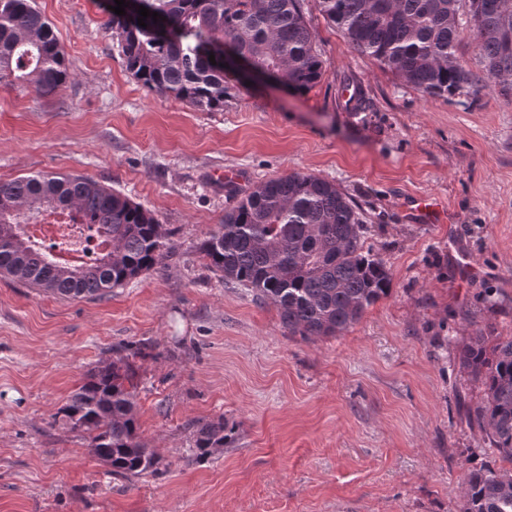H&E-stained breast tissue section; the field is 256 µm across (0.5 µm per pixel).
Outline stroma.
Masks as SVG:
<instances>
[{
  "instance_id": "35a3bbf8",
  "label": "stroma",
  "mask_w": 512,
  "mask_h": 512,
  "mask_svg": "<svg viewBox=\"0 0 512 512\" xmlns=\"http://www.w3.org/2000/svg\"><path fill=\"white\" fill-rule=\"evenodd\" d=\"M36 4L71 77L48 97L0 84V180L86 176L173 236L160 265L101 298L0 276V512H460L466 471L512 468L468 421L484 393L459 361L470 337L512 336L511 102L423 96L306 0L322 81L303 94L257 82L202 112L126 71L107 0ZM291 172L358 202L364 245L390 270L389 293L335 337L288 335L196 250L229 187ZM415 195L443 201L450 223L418 221ZM127 356L160 458L131 480L57 415L91 369ZM218 418L224 448L195 460L196 425Z\"/></svg>"
}]
</instances>
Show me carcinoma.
Returning a JSON list of instances; mask_svg holds the SVG:
<instances>
[{
  "instance_id": "1",
  "label": "carcinoma",
  "mask_w": 512,
  "mask_h": 512,
  "mask_svg": "<svg viewBox=\"0 0 512 512\" xmlns=\"http://www.w3.org/2000/svg\"><path fill=\"white\" fill-rule=\"evenodd\" d=\"M108 26L127 72L145 88L197 110L224 109L237 58L299 93L324 75L303 0H125ZM158 17L138 25V9ZM352 48L427 97L512 93V0H314ZM172 30L175 39L164 33ZM470 33L479 71L458 48ZM215 56L211 64L209 55ZM70 78L64 50L36 0H0V83L55 93ZM67 213L104 249L89 265H70L27 235V222ZM363 212L335 183L294 172L267 180L224 212L198 243L206 267L274 305L288 335L336 336L387 295L384 260L364 247ZM169 230L120 192L83 176L38 173L0 181V275L61 297L98 298L159 265ZM460 363L484 387L469 418L512 463V336H477ZM112 476L158 471L139 434L134 372L122 357L91 370L59 410ZM224 417L197 427L205 460L224 447ZM462 512H512V471H468Z\"/></svg>"
}]
</instances>
